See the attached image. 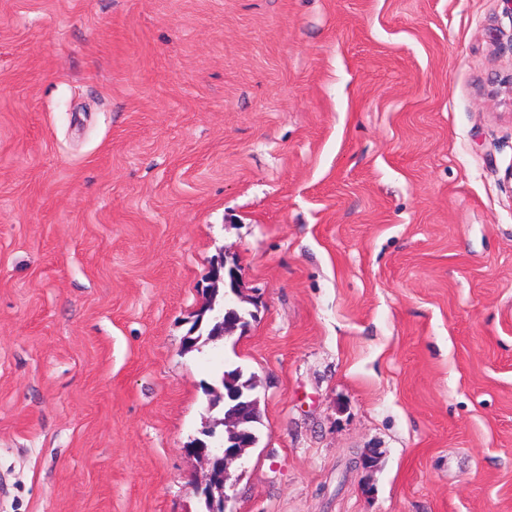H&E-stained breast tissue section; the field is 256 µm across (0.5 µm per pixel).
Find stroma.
I'll return each mask as SVG.
<instances>
[{"label":"stroma","instance_id":"35a3bbf8","mask_svg":"<svg viewBox=\"0 0 512 512\" xmlns=\"http://www.w3.org/2000/svg\"><path fill=\"white\" fill-rule=\"evenodd\" d=\"M510 74L506 0H0V512H197L234 367L233 512H512ZM227 265H230L229 268H232L236 273L235 290L232 294V299L234 302V298L241 297L240 293L242 292V287L240 273L236 268V265L233 263L229 264L227 259H224V255L218 256L217 259L214 260L210 265L208 280L209 283L214 287L218 285V283H222L224 285V270L227 268Z\"/></svg>","mask_w":512,"mask_h":512}]
</instances>
